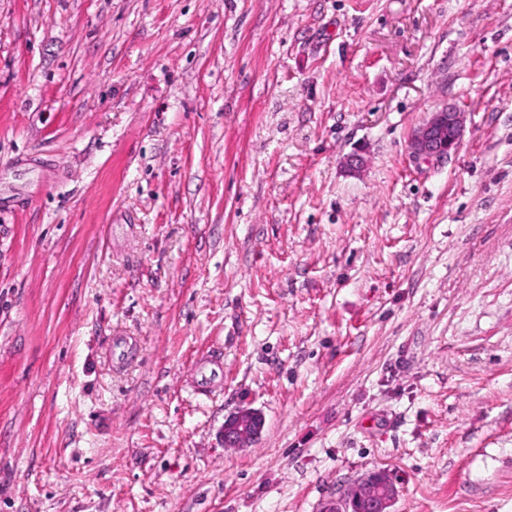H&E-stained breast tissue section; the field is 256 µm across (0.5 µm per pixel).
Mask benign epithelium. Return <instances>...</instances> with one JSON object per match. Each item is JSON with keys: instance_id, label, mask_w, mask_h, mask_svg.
Returning <instances> with one entry per match:
<instances>
[{"instance_id": "7a95c632", "label": "benign epithelium", "mask_w": 512, "mask_h": 512, "mask_svg": "<svg viewBox=\"0 0 512 512\" xmlns=\"http://www.w3.org/2000/svg\"><path fill=\"white\" fill-rule=\"evenodd\" d=\"M463 133V115L454 108L445 107L431 114L410 140L414 157L424 160L449 155L459 145ZM264 418L253 409H240L224 422V446L246 448L256 443L263 432ZM354 499L342 495L327 512H391L396 487L385 470H374L361 476Z\"/></svg>"}]
</instances>
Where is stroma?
Masks as SVG:
<instances>
[{"label":"stroma","mask_w":512,"mask_h":512,"mask_svg":"<svg viewBox=\"0 0 512 512\" xmlns=\"http://www.w3.org/2000/svg\"><path fill=\"white\" fill-rule=\"evenodd\" d=\"M376 469L512 512V0H0V512H323ZM463 133L462 112L445 107L433 112L410 140L414 157L424 160L449 155L459 145ZM264 418L253 409H240L224 422V445L246 448L256 443L263 432Z\"/></svg>","instance_id":"1"}]
</instances>
